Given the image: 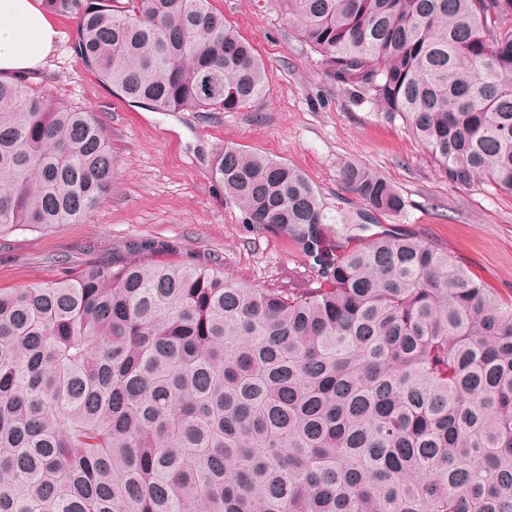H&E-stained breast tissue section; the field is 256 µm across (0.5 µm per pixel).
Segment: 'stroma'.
<instances>
[{"instance_id":"stroma-1","label":"stroma","mask_w":512,"mask_h":512,"mask_svg":"<svg viewBox=\"0 0 512 512\" xmlns=\"http://www.w3.org/2000/svg\"><path fill=\"white\" fill-rule=\"evenodd\" d=\"M262 59L269 92L239 112H156L117 95L74 51V20L55 16V49L33 87L96 113L111 139V193L77 224L18 229L0 237V287L24 288L93 264L125 263L152 240L157 259L223 272L252 288L304 287L309 272L288 237L246 223L210 176L234 146L303 172L328 204L346 199V162L378 172L406 207L384 218L448 255L505 299L512 298V194L461 186L403 126L324 73L273 0H209Z\"/></svg>"}]
</instances>
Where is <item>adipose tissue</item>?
I'll return each instance as SVG.
<instances>
[{
	"instance_id": "obj_1",
	"label": "adipose tissue",
	"mask_w": 512,
	"mask_h": 512,
	"mask_svg": "<svg viewBox=\"0 0 512 512\" xmlns=\"http://www.w3.org/2000/svg\"><path fill=\"white\" fill-rule=\"evenodd\" d=\"M56 36L42 0H0V76L38 71L51 54Z\"/></svg>"
}]
</instances>
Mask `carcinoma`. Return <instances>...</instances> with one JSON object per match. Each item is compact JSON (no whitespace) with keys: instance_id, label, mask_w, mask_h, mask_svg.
<instances>
[{"instance_id":"cac0c4a2","label":"carcinoma","mask_w":512,"mask_h":512,"mask_svg":"<svg viewBox=\"0 0 512 512\" xmlns=\"http://www.w3.org/2000/svg\"><path fill=\"white\" fill-rule=\"evenodd\" d=\"M43 2L134 102L267 95L209 0ZM275 2L450 181L512 193V0ZM114 176L95 113L0 79V236L79 223ZM211 176L288 236L307 287L143 259L0 288V512H512V300L381 224L404 198L356 164L339 177L359 205L334 214L258 153L226 146Z\"/></svg>"}]
</instances>
